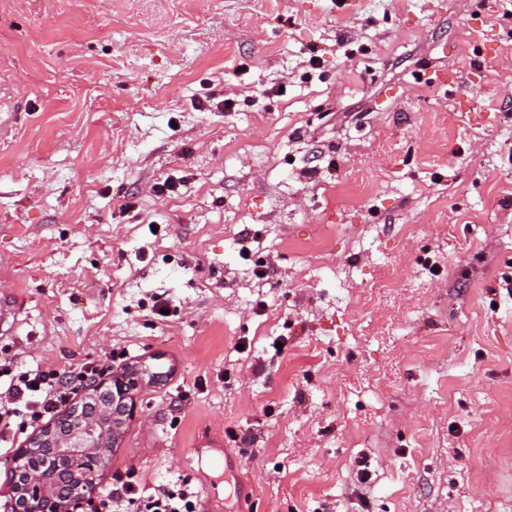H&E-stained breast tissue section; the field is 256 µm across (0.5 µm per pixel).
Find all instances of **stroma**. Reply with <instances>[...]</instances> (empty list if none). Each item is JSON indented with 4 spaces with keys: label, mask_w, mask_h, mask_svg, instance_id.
I'll return each mask as SVG.
<instances>
[{
    "label": "stroma",
    "mask_w": 512,
    "mask_h": 512,
    "mask_svg": "<svg viewBox=\"0 0 512 512\" xmlns=\"http://www.w3.org/2000/svg\"><path fill=\"white\" fill-rule=\"evenodd\" d=\"M506 277L512 0H0V360L152 371L94 497L512 512ZM135 501H139L143 512H195L197 492L189 481H183L182 484L147 493L139 480L129 477L118 486L111 485L103 493L97 512H120Z\"/></svg>",
    "instance_id": "35a3bbf8"
}]
</instances>
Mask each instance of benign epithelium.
I'll list each match as a JSON object with an SVG mask.
<instances>
[{
	"label": "benign epithelium",
	"instance_id": "obj_1",
	"mask_svg": "<svg viewBox=\"0 0 512 512\" xmlns=\"http://www.w3.org/2000/svg\"><path fill=\"white\" fill-rule=\"evenodd\" d=\"M140 375L87 380L77 401L16 450L8 464L16 512H92V484L136 415Z\"/></svg>",
	"mask_w": 512,
	"mask_h": 512
}]
</instances>
